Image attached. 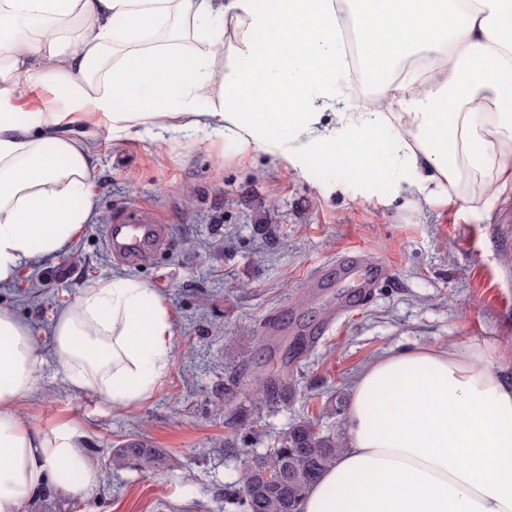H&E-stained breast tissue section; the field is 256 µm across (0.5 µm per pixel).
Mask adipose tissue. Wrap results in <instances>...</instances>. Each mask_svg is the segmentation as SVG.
<instances>
[{"mask_svg":"<svg viewBox=\"0 0 512 512\" xmlns=\"http://www.w3.org/2000/svg\"><path fill=\"white\" fill-rule=\"evenodd\" d=\"M351 35L399 111L337 93ZM44 83L63 111H22ZM90 109L115 141L216 136L363 183L396 164L418 192L475 208L463 175L512 184V0H0V285L89 221L93 134L76 126ZM173 336L166 301L124 276L80 289L51 327L65 382L116 410L154 392ZM41 352L0 306V512H24L48 480L75 495L91 481L74 427L21 412L42 387ZM299 512H512V384L490 352L376 359L353 385L345 447Z\"/></svg>","mask_w":512,"mask_h":512,"instance_id":"1","label":"adipose tissue"}]
</instances>
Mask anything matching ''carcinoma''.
<instances>
[{
  "instance_id": "obj_1",
  "label": "carcinoma",
  "mask_w": 512,
  "mask_h": 512,
  "mask_svg": "<svg viewBox=\"0 0 512 512\" xmlns=\"http://www.w3.org/2000/svg\"><path fill=\"white\" fill-rule=\"evenodd\" d=\"M342 442L336 436L315 431L301 421L294 425L275 448L255 457L238 487L237 504L242 512H298L297 506L332 463ZM164 455L140 441H130L112 452L110 465L120 469L136 463L144 469L157 468Z\"/></svg>"
}]
</instances>
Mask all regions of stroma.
Returning a JSON list of instances; mask_svg holds the SVG:
<instances>
[{
  "mask_svg": "<svg viewBox=\"0 0 512 512\" xmlns=\"http://www.w3.org/2000/svg\"><path fill=\"white\" fill-rule=\"evenodd\" d=\"M91 128L90 221L66 254L21 267L0 287V304L43 347L44 391L23 414L45 430L75 427L92 465L87 493L55 488L56 512H235L225 482L300 421L346 436L355 379L388 353L480 344L512 383L511 190L486 211L441 207L403 185L276 165L220 138L206 150L147 136L115 145L104 119ZM132 210L157 217L169 235L165 250L135 264L109 244L110 226ZM355 249L393 275L367 305L330 317L347 284L309 282ZM115 275L165 299L177 346L154 394L124 411L64 384L49 336L81 288ZM273 371L283 388L269 403L251 390ZM131 440L161 450L165 464L107 471L113 449Z\"/></svg>",
  "mask_w": 512,
  "mask_h": 512,
  "instance_id": "1",
  "label": "stroma"
}]
</instances>
